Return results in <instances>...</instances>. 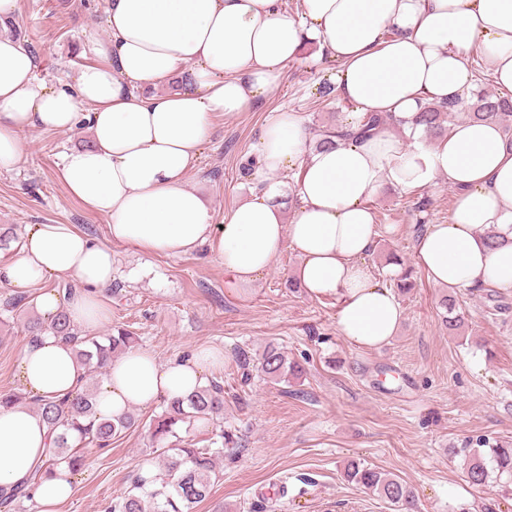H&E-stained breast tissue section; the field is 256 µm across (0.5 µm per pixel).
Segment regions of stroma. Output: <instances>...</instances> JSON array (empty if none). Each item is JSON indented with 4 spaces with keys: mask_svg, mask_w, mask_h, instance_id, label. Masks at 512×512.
Masks as SVG:
<instances>
[{
    "mask_svg": "<svg viewBox=\"0 0 512 512\" xmlns=\"http://www.w3.org/2000/svg\"><path fill=\"white\" fill-rule=\"evenodd\" d=\"M108 6V0H18L0 33L28 49L39 77L54 82L81 64L88 33L106 36ZM330 73L301 55L268 99L212 118L210 139L186 183L204 195L216 223L255 188L248 163L271 112L300 113L311 131L342 122L348 104L317 94ZM24 139V161L0 170V227L21 236L29 224H73L107 242L104 218L87 212L58 175L62 152L89 144L87 127L31 129ZM420 196L430 201L422 225L412 212ZM368 204L378 236L364 261L386 283L388 254L412 261L426 224L447 223L455 200L453 189L440 182L415 190L388 187ZM298 262L283 248L266 273L238 287L203 248L182 258L113 249L112 286L104 293L110 318L100 335L128 331L138 348L163 364L198 348L224 352V366L214 375L224 384V420L195 429L193 437L206 447L228 427L240 448L218 460L212 492L196 512H395L344 478L352 459L411 486L417 512H512V477L473 486L465 460L477 440L512 443V289L456 290L465 330L455 336L441 322L443 288L416 269L415 287L398 297L404 319L397 334L364 349L340 336L334 301L287 287ZM38 295L28 289L23 307L0 308V391L21 390L18 356L29 340L26 323L39 313ZM271 346L303 366L299 378L276 384L261 373V355ZM159 411L156 404L135 409L136 426L110 450L89 449L62 512H105L125 492L155 445L150 423Z\"/></svg>",
    "mask_w": 512,
    "mask_h": 512,
    "instance_id": "obj_1",
    "label": "stroma"
}]
</instances>
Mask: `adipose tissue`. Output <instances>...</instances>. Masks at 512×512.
I'll list each match as a JSON object with an SVG mask.
<instances>
[{"label": "adipose tissue", "instance_id": "1", "mask_svg": "<svg viewBox=\"0 0 512 512\" xmlns=\"http://www.w3.org/2000/svg\"><path fill=\"white\" fill-rule=\"evenodd\" d=\"M112 0L106 39L88 34V63L52 83L34 56L0 35V168L18 166L29 128L70 130L86 124L87 147L65 152L59 174L89 213L105 218L102 244L72 224H31L11 258H0V284L19 290L54 279L79 288L60 303L38 296L44 317L66 307L82 330L108 319L103 292L112 285V247L183 257L207 248L238 285L252 284L284 247L300 259L294 278L317 300L337 304L341 336L378 348L403 317L392 289L364 258L376 246L368 197L386 187L415 189L444 181L456 191L448 223L428 225L414 260L435 285L512 288V145L494 122L452 124L427 139L416 118L429 104L463 96L474 84L468 56L482 46L501 94L512 95V0ZM337 62L332 81L350 105L343 127L357 131L371 113L404 122L403 136L382 127L367 138L316 147L295 112L265 122L250 173L260 192L216 224L186 175L211 134L212 116L248 111L278 88L288 62L306 45ZM180 80L178 90L152 93ZM293 173V217L284 222L281 178ZM495 230L497 246L485 233ZM224 365L222 351L199 349L159 363L134 349L113 359L96 397L97 419L114 420L163 398H185ZM26 393L38 399L76 391L86 370L70 344L30 340L18 364ZM51 440L41 414L0 408V486L23 481Z\"/></svg>", "mask_w": 512, "mask_h": 512}]
</instances>
